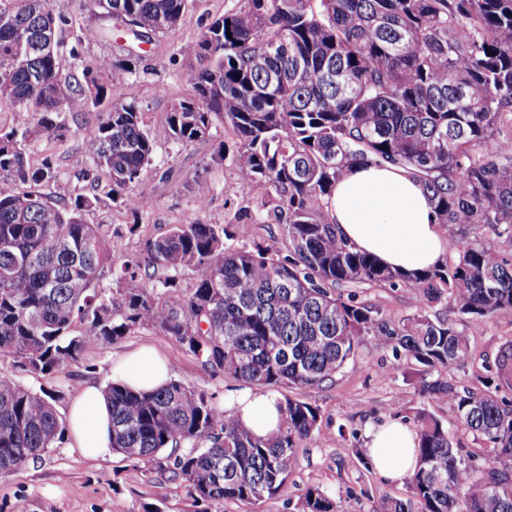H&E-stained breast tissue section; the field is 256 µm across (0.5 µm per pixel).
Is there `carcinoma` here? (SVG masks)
<instances>
[{
  "label": "carcinoma",
  "mask_w": 512,
  "mask_h": 512,
  "mask_svg": "<svg viewBox=\"0 0 512 512\" xmlns=\"http://www.w3.org/2000/svg\"><path fill=\"white\" fill-rule=\"evenodd\" d=\"M135 38L166 33L187 0H88ZM50 0H0V100L13 108L0 127V360L53 378L76 364L86 343H113L147 329L176 339L211 373L244 385L303 390L333 380L368 343L425 367L422 391L489 448L464 451L426 410L416 412L418 467L410 497L384 512H512V404L459 388L472 333L512 311V0H236L178 52L196 65L194 97L173 105L166 125L146 128L128 91L133 59L98 58L62 74L63 51L80 59L97 37L70 33ZM112 74L108 83L103 76ZM76 96L112 111L78 121ZM239 137L232 154L266 188L253 224H278L249 249L226 244L248 224H174L146 241L141 261L115 257L100 224L86 221L99 187L133 217L150 200L127 192L153 159L158 135L181 145L207 141L216 123ZM78 125L91 164L90 191L65 200L44 191L58 166L29 161L30 144L62 140ZM351 165H392L429 193L436 223L455 254L426 271L382 265L336 233L325 201ZM479 226L492 236H478ZM165 276L141 285L149 268ZM115 288L97 290L104 271ZM189 270L195 285L180 288ZM403 285L417 313L397 323L361 302L354 289ZM348 293L343 294L341 290ZM443 303L454 317L432 319ZM485 386L512 391V344L487 367ZM112 451L150 466L165 450L172 477L197 503L261 502L279 495L296 449L319 429V409L280 400L279 428L258 437L202 389L171 381L150 393L113 382ZM58 394L0 374V475L23 468L61 441ZM299 512H337L311 486Z\"/></svg>",
  "instance_id": "1"
}]
</instances>
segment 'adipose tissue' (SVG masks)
Listing matches in <instances>:
<instances>
[{"instance_id":"1","label":"adipose tissue","mask_w":512,"mask_h":512,"mask_svg":"<svg viewBox=\"0 0 512 512\" xmlns=\"http://www.w3.org/2000/svg\"><path fill=\"white\" fill-rule=\"evenodd\" d=\"M328 210L338 235L382 264L406 273L441 262L447 239L435 221L428 194L402 169L387 166L350 167L337 182ZM113 381L136 392L154 390L170 380L168 366L151 347L137 349L112 370ZM233 410L255 435L278 427L280 399L272 392L233 390L227 395ZM69 436L89 457L112 445L111 413L103 386L85 385L69 411ZM372 463L381 477L397 482L417 467V434L393 419L368 434Z\"/></svg>"}]
</instances>
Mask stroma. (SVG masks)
Returning <instances> with one entry per match:
<instances>
[{
	"label": "stroma",
	"mask_w": 512,
	"mask_h": 512,
	"mask_svg": "<svg viewBox=\"0 0 512 512\" xmlns=\"http://www.w3.org/2000/svg\"><path fill=\"white\" fill-rule=\"evenodd\" d=\"M235 0H188L186 10L171 31L135 39L130 31L104 15L89 10L85 0H51L55 15L68 19L71 28L90 27L98 32L84 44L83 64L103 56L122 59L136 56V71L128 80L139 100L147 128L165 125L172 106L191 98L194 91L186 80L191 60L179 55L181 44L197 39L208 23L222 16ZM213 141L180 146L158 137L152 165L130 186L135 195L147 197V211L130 213L104 201L87 220L102 225L114 255L139 259L148 237L159 235L174 224L200 221L206 224L244 222L254 208V197L244 192L247 176L231 161H210L214 141L235 147L236 136L226 125H218ZM32 163L52 156L61 176L49 190L58 196L84 193L89 183L83 176L85 160L80 152L78 131L64 140L40 139L28 151ZM208 206L198 210V198ZM359 300L376 306L382 316L398 322L419 308L409 288L388 286L358 289ZM512 340V312L495 315L471 337V359L466 367L452 370L458 387L482 389L487 366L493 365L500 346ZM142 345L155 347L168 361L170 377L185 386L212 394L223 403L235 380L211 376L193 355L174 338L142 329L113 342L87 344L71 374L48 380L20 371L9 360H0V373L25 384L58 391L55 403L60 420H67L69 407L84 384H109L115 360ZM420 365L391 351L362 347L333 381L299 391L300 400L317 406L319 431L303 442L298 464L287 486L277 497L259 503L227 501L206 505L194 503L179 480L167 473L133 466L122 455L109 451L97 458L81 454L67 442L56 443L22 470L0 477V512H298L308 487L317 486L332 497L339 512H382L385 502L409 496L407 482L383 481L375 469L366 467L367 432L392 418L414 425V415L425 409L442 424L453 425L447 404L431 403L420 390Z\"/></svg>",
	"instance_id": "1"
}]
</instances>
